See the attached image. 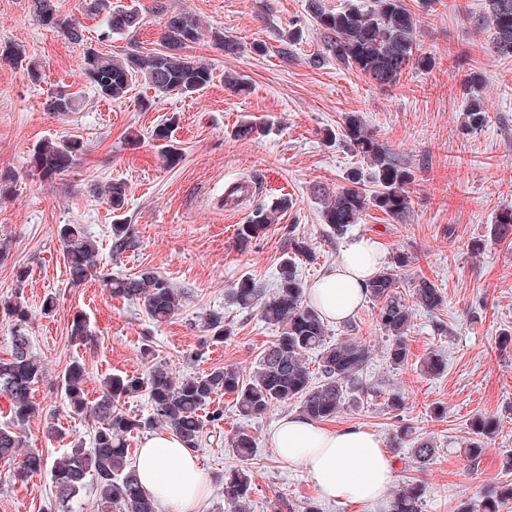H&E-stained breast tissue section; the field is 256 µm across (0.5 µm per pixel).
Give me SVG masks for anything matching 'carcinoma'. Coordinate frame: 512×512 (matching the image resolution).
Returning a JSON list of instances; mask_svg holds the SVG:
<instances>
[{
    "label": "carcinoma",
    "mask_w": 512,
    "mask_h": 512,
    "mask_svg": "<svg viewBox=\"0 0 512 512\" xmlns=\"http://www.w3.org/2000/svg\"><path fill=\"white\" fill-rule=\"evenodd\" d=\"M35 20L41 26L55 30L69 42L84 41L79 21L61 17L54 0H32ZM93 14L106 13L107 27L113 33L132 31L142 22L134 8L112 6L111 0H89ZM308 11L327 38L325 50L339 63L358 70L381 87L396 84L408 68L427 70L434 58L422 51L416 33L419 20L403 0H375L372 9L349 3L340 9H330L324 0H308ZM155 12L167 16L162 36L163 50L146 54H129L123 59L89 48L84 51L80 68L98 95L119 100L128 91L137 75L144 76L148 85L160 93L193 94L212 81L209 65L183 53V49L198 39V23L188 13H169L164 3L155 5ZM473 27L488 29L493 43L503 56L512 57V0H486V8L478 16L468 17ZM0 54L15 64H26L32 77H38L37 66L25 63V50L6 46ZM483 73L470 67L465 78L464 126L477 134L488 122V112L481 91ZM49 111L65 115L74 109V99L59 92L49 100ZM342 137L345 143L374 170L378 189L364 188L361 172L350 169L345 183L330 192H323L321 217L324 224L338 237L348 233L371 208L401 221L412 209L407 186L414 181L410 166L398 159L386 143L379 140L359 115L345 116L339 132L329 137ZM83 153V144L71 141L62 145L44 142L34 149L36 167L45 178L61 175ZM113 210L124 207L126 187L112 182L104 188ZM273 223L271 213L258 209L250 220L239 226L238 238L247 242L259 236ZM499 241L512 240V210L498 215L492 228ZM111 249L120 254L138 246L133 227L114 224L111 228ZM70 282L77 287L97 276L95 246L77 224H63L58 229ZM293 256L282 261L281 272L271 296L250 277L244 276L231 288V298L245 309L259 308L261 316L280 331L276 340L259 355L256 370L249 377L230 366L213 368L200 374L176 379L162 363L153 364L142 376L114 375L103 382L102 394L94 403L86 399L83 384L84 364L73 360L63 372L60 383L66 405L75 413H88L97 427L93 447L89 450L74 444L53 463L39 453H22L19 428L39 412L31 392L44 377V365L30 349V339L24 324L27 313L19 304L3 308V315L14 321L11 336V358H0V395L10 402L9 423L0 425V462L19 461L16 474L28 478L50 471L55 484V500L50 512H70L69 504L93 482L95 492L104 504L115 505L119 512H157L152 497L142 490L132 465L128 439L133 433H143L159 426L171 430L187 447L196 449L204 437L205 422L199 411L218 394L235 397L239 412L246 417H259L275 405L290 400L298 403L300 415L324 422L336 419L354 403L352 387L366 368L371 352L366 342L357 336L327 342L328 328L317 308L307 302L306 285L295 267V257L308 255L305 242L290 239ZM412 256L398 251L377 271L369 282L367 295L378 305L377 322L389 340L387 357L390 365L403 366L408 361V332L411 328L409 302L434 311L444 303L439 288L427 277L414 281L411 298L399 292L401 272L411 265ZM115 297L135 302L155 322L171 318L180 307L183 292L167 278L149 269L133 276L115 277L105 283ZM211 339L222 342L231 336L224 317L213 314L208 319ZM70 336L84 342L92 337L89 321L77 313L70 324ZM320 351L318 381H313L307 363L308 353ZM145 394L153 413L146 418L131 416L119 407L120 399ZM499 421L493 416H479L471 422L475 437L465 448L466 458L475 461L483 451V437L493 434ZM407 447L415 468L426 470L437 454L434 442L418 435L413 427L400 424L391 438V448ZM232 448L242 460H250L257 448L254 436L241 428L232 437ZM252 473L237 468L224 474V495L244 512L252 492ZM425 486L415 480L394 492L389 512H422ZM512 500V483L489 485L483 498L474 502L460 501L455 512H500L502 505Z\"/></svg>",
    "instance_id": "cac0c4a2"
}]
</instances>
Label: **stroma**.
<instances>
[{"instance_id":"stroma-1","label":"stroma","mask_w":512,"mask_h":512,"mask_svg":"<svg viewBox=\"0 0 512 512\" xmlns=\"http://www.w3.org/2000/svg\"><path fill=\"white\" fill-rule=\"evenodd\" d=\"M136 6L141 27L129 34L107 35L105 17H90L84 0H55L61 14L84 27L85 42L73 44L40 26L31 0H0V46L15 44L41 67L32 81L26 70L0 59V170L14 172L18 183L11 199L0 202V303L20 302L33 354L45 366L34 391L40 412L22 430L25 451L56 459L71 441L91 448L97 425L93 416L69 412L59 381L66 366L81 361L85 393L96 399L111 375L143 374L150 361L164 363L179 378L231 365L252 374L258 354L277 336L258 311L244 310L227 299L240 277L264 288L276 283L291 237L304 240L309 256L297 262L306 285L336 261L347 241L379 240L384 254L402 250L413 263L402 285L419 275L440 288L445 303L429 313L414 308L405 366L392 368L387 337L377 323L373 301H364L348 320L328 325L330 340L363 338L372 359L359 387V407L340 413L336 428L360 426L389 443L398 421L431 438L438 450L421 473L396 459L391 490L410 478L423 481L422 512H454L458 501L479 499L487 485L512 483V246L496 241L492 225L512 209V58L501 56L491 33L474 28L468 15L482 13L484 0H405L419 19L417 40L435 59L432 69L409 70L399 83L383 89L368 77L326 56L321 66L311 57L324 53L325 35L311 18L307 0H165L169 10L193 15L199 39L187 55L209 64L212 81L196 94L161 93L136 79L117 101L98 96L79 62L84 46L121 58L159 49L164 16L156 0H119ZM301 41L288 45L290 29ZM223 31L241 51L225 55L211 38ZM265 44L256 53L255 44ZM485 78L489 119L477 134L466 133L462 84L468 67ZM248 84L237 92L226 77ZM74 93L73 112H49L57 91ZM358 113L397 157L411 165L414 181L407 191L413 208L398 222L377 209L368 210L347 236L338 237L321 221L319 189L336 188L351 167H359L365 184L372 172L349 145L331 141L346 114ZM175 118L169 142L154 129ZM252 122L259 130L240 139L235 131ZM82 142L84 151L61 176L46 179L33 166L36 145L43 141ZM173 144L178 162L165 158ZM246 179L256 189L243 211L227 210L224 189ZM126 185V203L112 210L100 190L110 182ZM291 207L247 244L237 240L240 224L255 210L271 209L281 197ZM133 226L137 249L111 250V226ZM80 225L97 247L98 275L81 286L70 283L58 229ZM482 241L480 253L470 251ZM149 268L183 292L181 307L166 322L155 323L139 306L113 297L104 283ZM53 296L56 308L44 314L42 302ZM90 322L93 339L71 340L75 312ZM223 316L232 336L212 342L208 315ZM441 353L446 367L427 376L420 361ZM404 397L400 416L387 409L390 393ZM224 410L218 428L207 429L197 450L210 493L201 512H234L224 497L225 473L248 467L254 478L248 512H304L315 503L320 512H388V502L366 507L326 500L301 468L274 452L271 429L282 416L298 413L297 402L278 405L267 414L243 421L234 397L219 395ZM446 407L436 416V407ZM493 415L499 429L484 440L485 451L470 462L463 449L471 438L470 422ZM56 425L62 437L48 436ZM257 440L254 457L242 461L230 445L240 425ZM12 465L0 463V512H47L55 495L49 475L26 482L12 477Z\"/></svg>"}]
</instances>
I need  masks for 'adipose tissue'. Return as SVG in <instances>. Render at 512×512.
<instances>
[{"mask_svg":"<svg viewBox=\"0 0 512 512\" xmlns=\"http://www.w3.org/2000/svg\"><path fill=\"white\" fill-rule=\"evenodd\" d=\"M382 262L375 241L349 242L336 262L308 292V300L323 318L342 322L364 301L368 284ZM283 462L302 468L331 501L365 505L382 502L391 484L394 462L380 438L360 427L331 430L300 415L283 416L271 436ZM135 470L143 489L159 512H199L209 485L195 450L175 435L145 438Z\"/></svg>","mask_w":512,"mask_h":512,"instance_id":"ef3b65f1","label":"adipose tissue"}]
</instances>
